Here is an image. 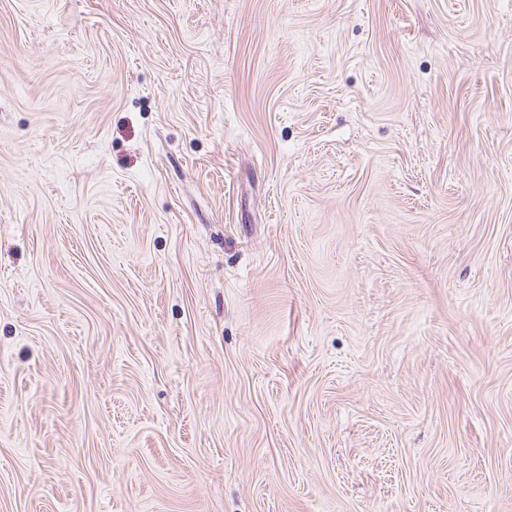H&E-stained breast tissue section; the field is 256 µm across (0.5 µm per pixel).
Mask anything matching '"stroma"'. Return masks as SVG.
Listing matches in <instances>:
<instances>
[{
  "label": "stroma",
  "mask_w": 512,
  "mask_h": 512,
  "mask_svg": "<svg viewBox=\"0 0 512 512\" xmlns=\"http://www.w3.org/2000/svg\"><path fill=\"white\" fill-rule=\"evenodd\" d=\"M0 512H512V0H0Z\"/></svg>",
  "instance_id": "obj_1"
}]
</instances>
